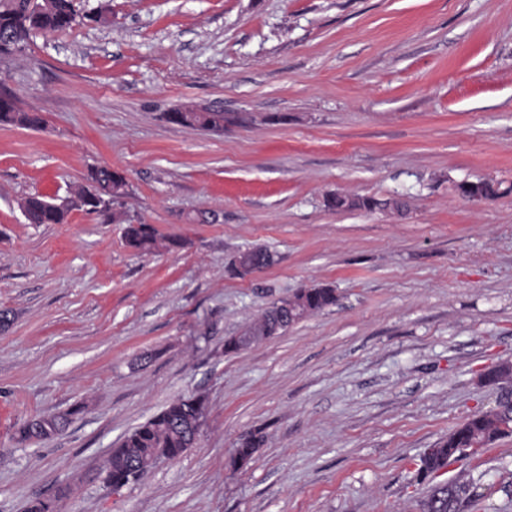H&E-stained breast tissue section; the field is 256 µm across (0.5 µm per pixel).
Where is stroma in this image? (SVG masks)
Masks as SVG:
<instances>
[{
  "mask_svg": "<svg viewBox=\"0 0 512 512\" xmlns=\"http://www.w3.org/2000/svg\"><path fill=\"white\" fill-rule=\"evenodd\" d=\"M100 3L108 25L0 56V95L43 119L0 126V512L62 487L59 512H421L463 471L485 491L463 512H512V436L417 476L495 406L479 377L512 360V0H74ZM184 105L234 121L167 120ZM101 167L126 176L125 215L183 248L135 256L123 225L80 208L26 222L22 199ZM482 178L499 197L456 194ZM336 193L409 210L336 211ZM256 245L274 264L239 276ZM318 287L336 304L225 351ZM193 394V447L112 492V449ZM275 306L276 303L270 309L265 311L258 320L252 323L247 329L245 335L238 337V343L230 345L229 341H227L225 343V349L229 351H238L262 342L264 340L262 336H248V334L251 333L252 335H257V332L260 330L262 325L270 318L271 311Z\"/></svg>",
  "mask_w": 512,
  "mask_h": 512,
  "instance_id": "35a3bbf8",
  "label": "stroma"
}]
</instances>
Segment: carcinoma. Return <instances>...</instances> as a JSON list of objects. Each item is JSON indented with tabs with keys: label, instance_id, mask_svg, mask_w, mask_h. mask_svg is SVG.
<instances>
[{
	"label": "carcinoma",
	"instance_id": "carcinoma-1",
	"mask_svg": "<svg viewBox=\"0 0 512 512\" xmlns=\"http://www.w3.org/2000/svg\"><path fill=\"white\" fill-rule=\"evenodd\" d=\"M78 13L73 0H0V29H17L24 38L35 32L54 33L69 29L77 24ZM174 123L197 127L204 130L219 131L229 118L222 110L210 112H177ZM42 118L35 112H25L15 103L0 100V125L37 128ZM95 180L101 187V196L112 197L119 191L112 184V172L100 168L95 172ZM49 199L31 195L26 197L20 208L30 224H63L66 214L49 209ZM126 246L136 254H152L160 250L176 251L183 242L175 237H162L150 224L127 223L124 231ZM336 290L333 288H306L295 293L293 301L297 320L336 304ZM267 310L247 329V334L238 337L235 344L225 343V349L238 351L263 341L257 335L262 325L270 318ZM204 402L200 395L180 397L170 403L163 411L127 434L119 446L112 449L107 461V473L115 484L129 481L127 463L133 456L142 462L139 477H144L151 468L153 458L162 453L171 460L179 458L191 446V425L195 419L197 407ZM512 434V400L504 401L496 408L476 414L448 434L427 456L420 458L418 474L427 477L438 469L448 466L451 459L462 448H481L491 441Z\"/></svg>",
	"mask_w": 512,
	"mask_h": 512
}]
</instances>
